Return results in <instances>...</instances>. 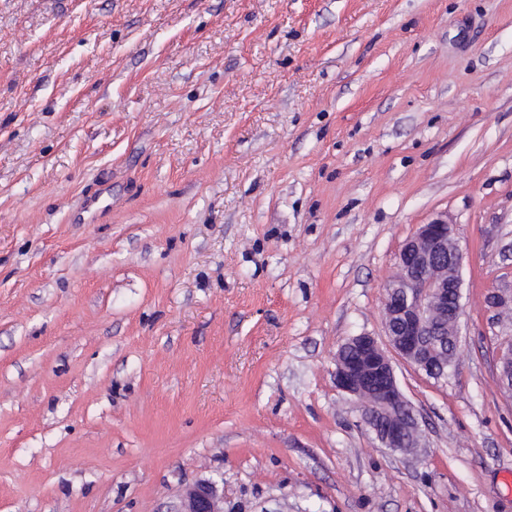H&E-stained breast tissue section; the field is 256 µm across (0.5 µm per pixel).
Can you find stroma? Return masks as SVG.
<instances>
[{"instance_id":"1","label":"stroma","mask_w":512,"mask_h":512,"mask_svg":"<svg viewBox=\"0 0 512 512\" xmlns=\"http://www.w3.org/2000/svg\"><path fill=\"white\" fill-rule=\"evenodd\" d=\"M439 215L403 453L335 356ZM508 289L512 0H0V512H512ZM463 253L447 216L422 224L401 248L386 284L384 329L390 348L426 375L448 348L456 359L464 315ZM449 289L456 293L449 302ZM448 326L453 329L448 332ZM220 503L215 483L204 481L185 490L179 512H224Z\"/></svg>"}]
</instances>
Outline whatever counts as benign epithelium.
<instances>
[{"label":"benign epithelium","instance_id":"benign-epithelium-1","mask_svg":"<svg viewBox=\"0 0 512 512\" xmlns=\"http://www.w3.org/2000/svg\"><path fill=\"white\" fill-rule=\"evenodd\" d=\"M463 253L448 218L422 224L401 248L396 273L386 284L384 329L390 348L424 373L436 370L447 345L459 350L464 315L460 271ZM495 310L512 308V290L490 294ZM499 383L512 395V349L498 359ZM336 386L357 399V411L381 443L395 451L415 452L422 432L414 407L402 393L391 357L377 339L361 334L336 353ZM212 481L183 494L180 512H224Z\"/></svg>","mask_w":512,"mask_h":512}]
</instances>
